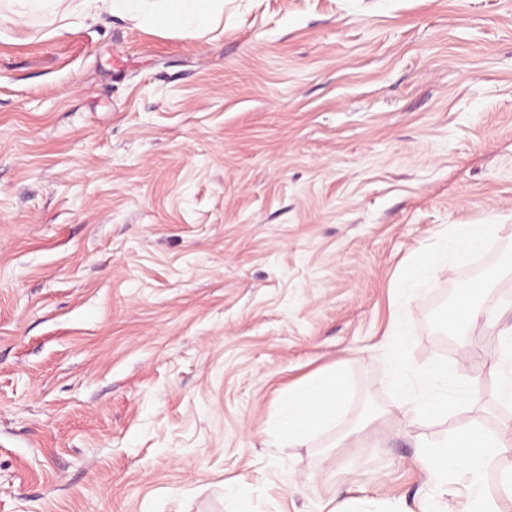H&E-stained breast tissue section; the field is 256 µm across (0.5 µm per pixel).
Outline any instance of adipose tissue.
Returning <instances> with one entry per match:
<instances>
[{
	"label": "adipose tissue",
	"instance_id": "adipose-tissue-1",
	"mask_svg": "<svg viewBox=\"0 0 512 512\" xmlns=\"http://www.w3.org/2000/svg\"><path fill=\"white\" fill-rule=\"evenodd\" d=\"M121 13L141 24H165L175 30L195 29L204 33L216 26L224 12V0H0V29L27 22L35 16L95 19L102 13ZM437 387L421 400L402 394L396 402L400 425L423 416L447 414L456 404L474 403L476 392L460 388L449 396L456 375L437 366L428 373ZM336 374L312 379L289 393L286 402L270 423L271 434L292 445L307 444L319 431L336 426L344 416ZM512 450V432L488 434L475 429L450 444L428 450L418 458L420 467L440 486L449 478L466 481V512H500L496 499L486 487V473L492 460L491 449Z\"/></svg>",
	"mask_w": 512,
	"mask_h": 512
}]
</instances>
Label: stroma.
<instances>
[{"mask_svg": "<svg viewBox=\"0 0 512 512\" xmlns=\"http://www.w3.org/2000/svg\"><path fill=\"white\" fill-rule=\"evenodd\" d=\"M50 29L0 33V512H462L417 458L512 426V0ZM458 224L497 231L414 284ZM469 287L500 314L461 337ZM394 361L480 401L400 428ZM331 371L344 424L272 442ZM473 295L471 288L461 289L458 304L448 321V328L452 331H464L479 322L481 311L472 304Z\"/></svg>", "mask_w": 512, "mask_h": 512, "instance_id": "stroma-1", "label": "stroma"}]
</instances>
